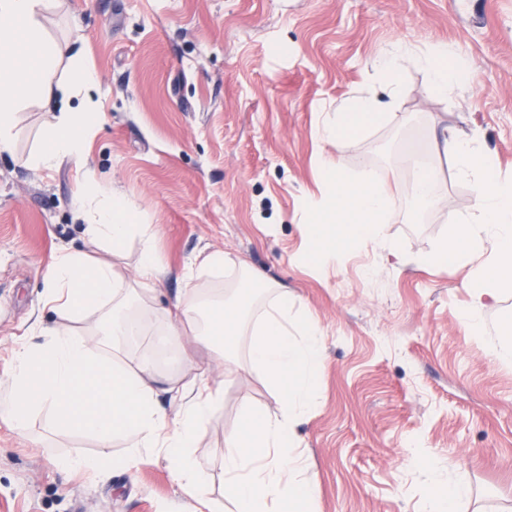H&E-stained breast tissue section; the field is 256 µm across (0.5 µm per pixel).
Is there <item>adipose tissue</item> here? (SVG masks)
I'll list each match as a JSON object with an SVG mask.
<instances>
[{
	"label": "adipose tissue",
	"instance_id": "obj_1",
	"mask_svg": "<svg viewBox=\"0 0 512 512\" xmlns=\"http://www.w3.org/2000/svg\"><path fill=\"white\" fill-rule=\"evenodd\" d=\"M49 7L50 0H0V155L14 154L19 114L31 100H60L64 109L43 128L40 148L27 159L46 170L65 158L81 159L100 120L66 106L70 98L89 93L97 76L82 62L80 49L48 38L41 17ZM62 63L67 69L61 74ZM445 160L469 184L473 209L415 263L423 270L468 265L463 286L470 301L461 321L480 332L485 311L512 290V177L502 175L480 134L462 137L444 127L434 134L427 159L414 163L405 188L409 215L439 207L447 194ZM74 204L86 235L110 245L112 259L83 252L53 255L43 305L58 322L45 331L43 342L16 349L9 384L0 393V424L25 431L38 411L50 430L94 435L100 453L67 460L70 468L137 470L153 457L163 458L181 492L179 512H215L208 467L196 442L223 406L225 384L248 371L277 398L280 410L269 415L244 407L224 434V485L235 512H315L319 482L304 476L308 463L297 429L312 411L325 368L317 318L282 285L221 251L200 252L185 269V288L170 306L157 309L151 297L169 270L154 246L153 225L129 198L103 188L94 195L79 192ZM133 237L139 238L141 253L137 277L130 280L120 260ZM223 269L236 271L234 288L210 295L194 287L196 277ZM96 310L103 316L98 340L90 343L71 325ZM158 320L166 324L169 342L183 333L194 336L210 359L223 363V380L213 379L189 354L180 374L165 379L155 356L130 359V338ZM165 396L175 411L163 406ZM119 434L127 446L116 457L110 447Z\"/></svg>",
	"mask_w": 512,
	"mask_h": 512
}]
</instances>
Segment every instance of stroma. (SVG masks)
Masks as SVG:
<instances>
[{"label": "stroma", "instance_id": "35a3bbf8", "mask_svg": "<svg viewBox=\"0 0 512 512\" xmlns=\"http://www.w3.org/2000/svg\"><path fill=\"white\" fill-rule=\"evenodd\" d=\"M43 23L81 46L98 76L88 109L101 122L88 165L155 226L171 266L157 307L174 301L185 262L207 248L284 283L319 319L325 370L299 429L307 474L319 481L317 512H423L434 459L467 487L457 512L512 505V364L486 352L498 329L512 327V293L488 310L480 335L459 322L467 267L397 270L370 247L331 267L301 259L304 200L320 185L316 127L324 111L367 90L371 62L392 46L448 43L475 82L443 98L408 67L397 108L344 144L346 164L367 161L400 190L412 175L411 147L426 149L446 123L463 134L480 129L512 169V0H56ZM57 113L28 107L15 156H0V384L17 336L57 320L40 302L53 253L112 257L75 218L74 160L52 170L20 163ZM447 183L427 220L399 208L385 226L410 259L473 208L466 183L452 175ZM247 398L278 410L256 377L243 376L225 386L198 444L220 512L232 508L224 433ZM98 452L90 435L47 431L38 412L26 434L1 425L0 512H173L180 494L165 461L105 476L61 465Z\"/></svg>", "mask_w": 512, "mask_h": 512}]
</instances>
